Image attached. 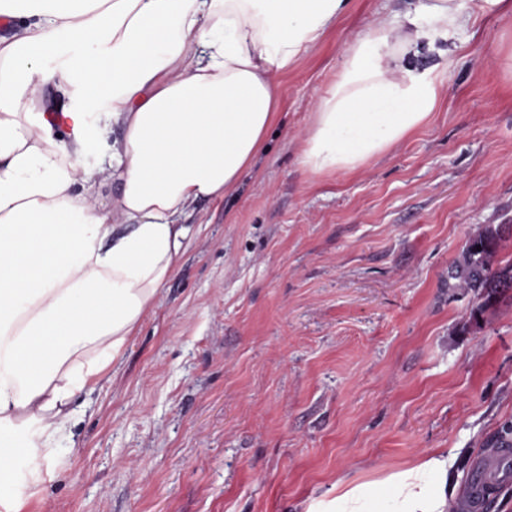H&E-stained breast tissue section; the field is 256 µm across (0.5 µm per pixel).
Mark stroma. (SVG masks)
Instances as JSON below:
<instances>
[{"label":"stroma","mask_w":512,"mask_h":512,"mask_svg":"<svg viewBox=\"0 0 512 512\" xmlns=\"http://www.w3.org/2000/svg\"><path fill=\"white\" fill-rule=\"evenodd\" d=\"M431 31L413 68L439 99L353 171L311 173L299 138L346 46L395 0H348L280 78L250 174L185 218L193 242L23 512H319L435 450L475 458L512 422V290L448 293L471 236L512 224V14Z\"/></svg>","instance_id":"obj_1"}]
</instances>
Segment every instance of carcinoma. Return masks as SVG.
Here are the masks:
<instances>
[{
  "mask_svg": "<svg viewBox=\"0 0 512 512\" xmlns=\"http://www.w3.org/2000/svg\"><path fill=\"white\" fill-rule=\"evenodd\" d=\"M511 230V224L489 225L469 238L461 258L448 270V291L472 293L488 305L497 296L512 290V263L493 265L502 234Z\"/></svg>",
  "mask_w": 512,
  "mask_h": 512,
  "instance_id": "carcinoma-1",
  "label": "carcinoma"
}]
</instances>
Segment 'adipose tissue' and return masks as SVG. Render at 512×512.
<instances>
[{
	"label": "adipose tissue",
	"mask_w": 512,
	"mask_h": 512,
	"mask_svg": "<svg viewBox=\"0 0 512 512\" xmlns=\"http://www.w3.org/2000/svg\"><path fill=\"white\" fill-rule=\"evenodd\" d=\"M346 0H0V506L17 462L49 471L77 394L94 390L191 239L181 219L224 197L262 151L284 104L281 75L309 54ZM426 26H419V19ZM473 21L459 0L373 21L318 96L301 147L312 172L354 170L431 115L436 77L406 58L427 29ZM59 63L47 74L42 63ZM55 82L57 94L43 88ZM103 110L122 190L99 203L83 164ZM81 192H74V185ZM453 452L441 448L388 483L396 512H444Z\"/></svg>",
	"instance_id": "obj_1"
}]
</instances>
